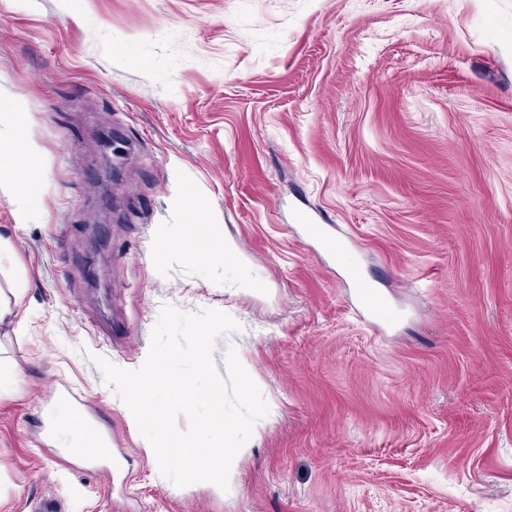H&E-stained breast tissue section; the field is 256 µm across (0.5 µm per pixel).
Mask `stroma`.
Listing matches in <instances>:
<instances>
[{
    "mask_svg": "<svg viewBox=\"0 0 512 512\" xmlns=\"http://www.w3.org/2000/svg\"><path fill=\"white\" fill-rule=\"evenodd\" d=\"M1 97L43 192L0 176V512H512V0H0ZM184 184L247 269L175 249ZM165 304L232 316L215 361L269 406L222 494L160 475L92 361L139 368Z\"/></svg>",
    "mask_w": 512,
    "mask_h": 512,
    "instance_id": "stroma-1",
    "label": "stroma"
}]
</instances>
